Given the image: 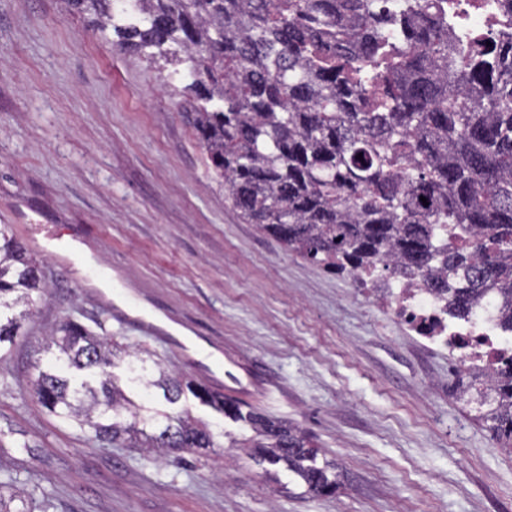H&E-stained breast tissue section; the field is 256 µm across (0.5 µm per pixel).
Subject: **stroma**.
<instances>
[{"mask_svg":"<svg viewBox=\"0 0 512 512\" xmlns=\"http://www.w3.org/2000/svg\"><path fill=\"white\" fill-rule=\"evenodd\" d=\"M0 224L78 242L36 250L49 290L0 351V473L18 474L33 512H512V454L456 402L447 350L245 223L154 65L59 0H0ZM141 284L181 315L177 337L222 343L219 360L189 365L113 321L109 292L136 303ZM67 319L204 383L223 367L253 377V407L337 461L335 496L267 473L230 447L242 423L193 398L216 433L208 455L177 466L88 446L30 392Z\"/></svg>","mask_w":512,"mask_h":512,"instance_id":"35a3bbf8","label":"stroma"}]
</instances>
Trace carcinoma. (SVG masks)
<instances>
[{"mask_svg": "<svg viewBox=\"0 0 512 512\" xmlns=\"http://www.w3.org/2000/svg\"><path fill=\"white\" fill-rule=\"evenodd\" d=\"M60 2L169 70L166 85L190 80L178 91L184 118L246 223L330 273L376 274L385 296L419 283L454 319L495 298L512 332V39L451 27L457 0H138L133 23L115 0ZM42 280L0 224V348L34 315ZM58 333L55 368L35 365L31 390L89 443L174 463L213 448L209 423L129 397L157 389L175 404L189 393L252 432L232 447L281 466L306 494H336V463L318 462L299 427L136 355L118 377L117 343L74 320ZM72 368L95 383L73 381ZM464 396L511 452L512 367L487 390L472 376Z\"/></svg>", "mask_w": 512, "mask_h": 512, "instance_id": "obj_1", "label": "carcinoma"}]
</instances>
